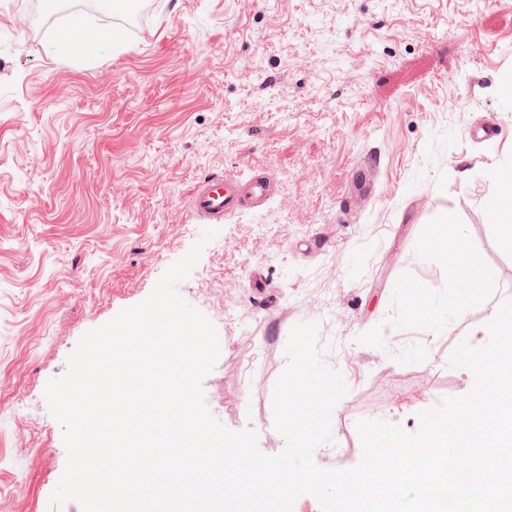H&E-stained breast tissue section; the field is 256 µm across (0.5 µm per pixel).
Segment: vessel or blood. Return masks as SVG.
Listing matches in <instances>:
<instances>
[{
    "instance_id": "obj_1",
    "label": "vessel or blood",
    "mask_w": 512,
    "mask_h": 512,
    "mask_svg": "<svg viewBox=\"0 0 512 512\" xmlns=\"http://www.w3.org/2000/svg\"><path fill=\"white\" fill-rule=\"evenodd\" d=\"M272 189L271 180L264 175H256L246 181L230 174L218 176L198 187L191 208L202 221L220 222L245 204L263 203Z\"/></svg>"
}]
</instances>
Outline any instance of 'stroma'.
<instances>
[{"label":"stroma","mask_w":512,"mask_h":512,"mask_svg":"<svg viewBox=\"0 0 512 512\" xmlns=\"http://www.w3.org/2000/svg\"><path fill=\"white\" fill-rule=\"evenodd\" d=\"M34 6L0 0V512H48L66 450L46 385L200 239L214 175L273 180L180 286L218 333L203 389L226 428L283 449L273 387L308 322L347 385L319 467L358 463L357 421L412 432L470 391L449 355L512 297L492 180L512 165V0H144L92 64L50 51L80 11ZM442 229L497 272L456 319Z\"/></svg>","instance_id":"1"}]
</instances>
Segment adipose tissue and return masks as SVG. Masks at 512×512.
<instances>
[{
    "mask_svg": "<svg viewBox=\"0 0 512 512\" xmlns=\"http://www.w3.org/2000/svg\"><path fill=\"white\" fill-rule=\"evenodd\" d=\"M118 38L119 34L116 30L104 31L90 25L81 37L56 41L54 51L61 55L75 53L85 62L90 63L97 59L105 47L116 42ZM433 245L447 252L451 260L454 290L448 296V313L451 317H459L467 312L471 303L482 298L484 288L495 279L496 272L493 268L477 261L462 235L445 232L438 234Z\"/></svg>",
    "mask_w": 512,
    "mask_h": 512,
    "instance_id": "adipose-tissue-1",
    "label": "adipose tissue"
}]
</instances>
